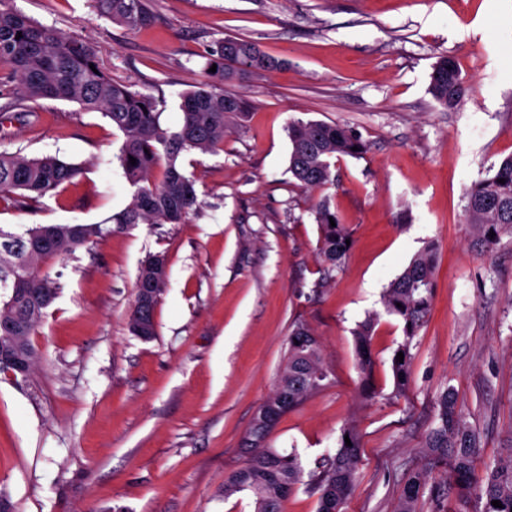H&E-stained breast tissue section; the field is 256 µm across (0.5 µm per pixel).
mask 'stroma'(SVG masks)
Instances as JSON below:
<instances>
[{
  "mask_svg": "<svg viewBox=\"0 0 512 512\" xmlns=\"http://www.w3.org/2000/svg\"><path fill=\"white\" fill-rule=\"evenodd\" d=\"M132 31L91 0H15L47 26L93 42L113 80L163 100L207 76L215 40L243 38L287 60L225 91L251 103L247 125L214 154L186 152L199 205L179 224L113 227L51 261L61 285L32 338L24 380L0 373V494L16 512H254L224 494L243 436L272 395L295 324L319 340L327 377L284 414L268 444L304 469L334 455L344 429L363 449L344 512H394L408 476L427 485L417 512H482L448 487L424 441L436 400L453 391L480 442L481 464L512 451V236L472 246L467 191L512 155V0H147ZM454 57L466 94L455 108L429 91L439 57ZM321 120L355 130L361 157L337 160L333 186L310 190L288 171L287 126ZM121 135L78 104L25 103L0 124V152L85 165L77 184L32 207L0 204V224H95L132 188ZM327 199L352 246L342 268L319 257L312 208ZM437 262L431 311L395 393L391 362L403 326L382 294L427 244ZM160 253L168 280L157 334L127 327L140 265ZM377 315L374 398H364L354 337Z\"/></svg>",
  "mask_w": 512,
  "mask_h": 512,
  "instance_id": "1",
  "label": "stroma"
}]
</instances>
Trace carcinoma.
<instances>
[{
  "mask_svg": "<svg viewBox=\"0 0 512 512\" xmlns=\"http://www.w3.org/2000/svg\"><path fill=\"white\" fill-rule=\"evenodd\" d=\"M95 9L130 30L151 21L147 0H93ZM286 62L267 55L258 44L245 40H218L208 51L205 69L216 67L212 80L181 95L180 121L172 129L160 123L161 101L120 84L102 67L97 47L77 36L67 35L43 25L14 5L0 0V85L13 84L4 95L36 102L64 100L81 109L98 111L122 135L117 158L134 188L129 205L99 224H78L72 233L54 234L55 224H37L22 231L0 224V315L10 311L24 320L26 309L14 303L16 288H60L47 268L48 262L73 253L105 234L112 224H179L198 205L195 181L186 175L180 156L187 151L215 153L224 137L243 126L249 118L247 102L224 91V82L238 75L282 68ZM459 88L456 103H461L464 88L454 59L440 58L430 76V93L448 107V80ZM290 156L288 172L308 189L335 184L332 161L340 156L355 157L366 144L352 130L318 120H293L288 124ZM136 163H130V158ZM85 167L57 156L29 158L19 152H0V203L36 205L59 189L81 179ZM320 228L319 251L332 268L341 266L350 246V232L330 209L327 201L314 210ZM467 221L475 231L474 246L491 252L501 236L512 234V157L503 159L492 175L474 183L468 192ZM335 225H330V222ZM495 236H490V233ZM435 252L430 245L416 253L403 272L385 289L386 311L403 323L406 342L398 348L403 361L392 360L395 387L401 391L410 377V341L428 316L434 288ZM167 260L161 254L148 256L141 266L134 302L128 314V329L157 336V306L141 304L143 278L165 284ZM374 319L360 322L353 331L363 391L375 394L372 384L371 337ZM326 378L321 345L303 324L288 336V361L272 397L262 405L242 440L245 465L224 478V495L245 493L254 499L255 512H284V503L300 483L317 496V512H342L351 494L359 465L361 445L349 429L351 445L341 444L333 456L304 472L297 453L284 455L267 444L278 420L298 406ZM436 405L438 423L426 436V448L435 458L446 461L448 478L458 497L476 493L485 499L483 512H512V452L476 474L479 439L464 420L454 394L441 393ZM308 480H303V476ZM425 487L421 473L411 475L398 501L397 512H416ZM498 500L502 507H495Z\"/></svg>",
  "mask_w": 512,
  "mask_h": 512,
  "instance_id": "obj_1",
  "label": "carcinoma"
}]
</instances>
